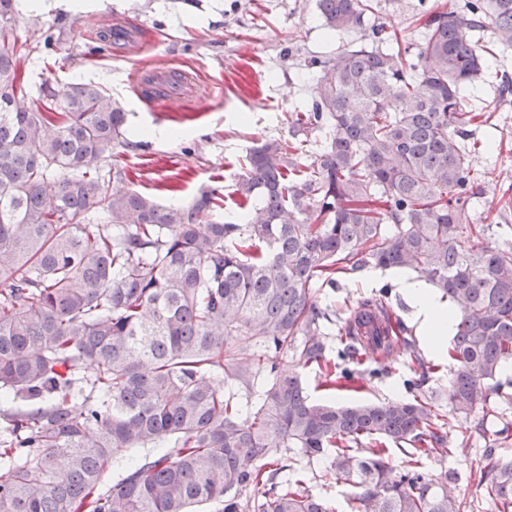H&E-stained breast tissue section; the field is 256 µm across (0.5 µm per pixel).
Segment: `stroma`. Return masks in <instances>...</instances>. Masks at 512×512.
I'll use <instances>...</instances> for the list:
<instances>
[{"label":"stroma","instance_id":"35a3bbf8","mask_svg":"<svg viewBox=\"0 0 512 512\" xmlns=\"http://www.w3.org/2000/svg\"><path fill=\"white\" fill-rule=\"evenodd\" d=\"M90 13L59 8L21 7L16 32L29 54L21 62V77L30 99H37L42 82L97 84L128 113L129 147L117 155L129 186L159 202L188 204L200 187L221 194L219 216L235 220L240 199L235 184L245 158L256 143L276 139L291 144L288 116L311 103L317 85L307 64L334 55L344 45L369 40L368 30L331 34L323 29L316 0H88ZM374 16L395 25L405 44H419L423 29L415 21L417 0H374ZM137 28L141 43L126 49L101 41L109 20ZM188 72L195 82L186 98L161 110L142 99L137 76L143 71ZM512 76V48L490 61L484 82L471 95L474 108H495L496 129L489 135L501 148L472 153L473 169L486 176L474 199L470 217L485 226L484 239L494 243L500 233L501 196L512 187V101L497 102L502 75ZM154 135H147V128ZM337 289L318 294L321 305L335 307L346 317L359 301L387 286V279H370L368 271L342 274ZM413 352L399 349L378 354L366 349L362 367L380 374L334 391L324 386L316 368L296 369L292 357L281 360L282 371H299L312 399L340 403L384 402L409 398L407 380L427 372L426 389L438 395L444 416L441 432L449 449L445 455L423 458L425 471L456 472L450 496L472 504L474 512H494L470 476L483 465L482 450L503 420L512 421V404L499 400L478 409L484 434L472 433L464 416L455 414L446 390L450 361L432 356L419 334H412ZM419 362H412V355ZM293 459L303 488L325 499L333 512H351L356 490L329 473V459L310 463L298 449L285 448Z\"/></svg>","mask_w":512,"mask_h":512}]
</instances>
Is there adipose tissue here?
I'll list each match as a JSON object with an SVG mask.
<instances>
[{
    "label": "adipose tissue",
    "mask_w": 512,
    "mask_h": 512,
    "mask_svg": "<svg viewBox=\"0 0 512 512\" xmlns=\"http://www.w3.org/2000/svg\"><path fill=\"white\" fill-rule=\"evenodd\" d=\"M392 278L413 310L425 346L434 356L446 354L448 336L456 322L455 310L439 300L426 285L409 280L403 273H393Z\"/></svg>",
    "instance_id": "1"
}]
</instances>
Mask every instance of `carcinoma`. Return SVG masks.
<instances>
[{
    "label": "carcinoma",
    "mask_w": 512,
    "mask_h": 512,
    "mask_svg": "<svg viewBox=\"0 0 512 512\" xmlns=\"http://www.w3.org/2000/svg\"><path fill=\"white\" fill-rule=\"evenodd\" d=\"M330 32L356 30L370 0H317ZM16 0H0V395L33 405L0 419V512H331L288 478L283 448L332 455L354 488L352 512H464L443 471L398 470L386 444L446 453L439 405L410 380L411 400L314 402L279 357L315 365L325 386L357 380L360 350L408 351V327L386 289L322 339L315 288L335 274L406 269L457 308L448 347L452 410L491 398L512 363V246H476L469 206L483 176L468 156L492 115L469 104L488 62L512 47V0H467L443 11L418 0L425 38L411 54L398 31L370 27L376 47L348 46L308 64L318 96L288 118L301 162L281 142L250 151L236 182L239 221L216 217V190L164 206L116 187L123 167L100 162L124 139L127 113L92 83L20 87L25 45ZM495 40L477 47L487 24ZM93 213L89 229L77 218ZM240 337L256 351L236 350ZM255 398L248 413L215 377ZM486 449L477 484L512 512V460ZM152 455L137 453L160 443ZM121 477L104 486L113 459ZM259 493L253 497L252 493Z\"/></svg>",
    "instance_id": "cac0c4a2"
}]
</instances>
